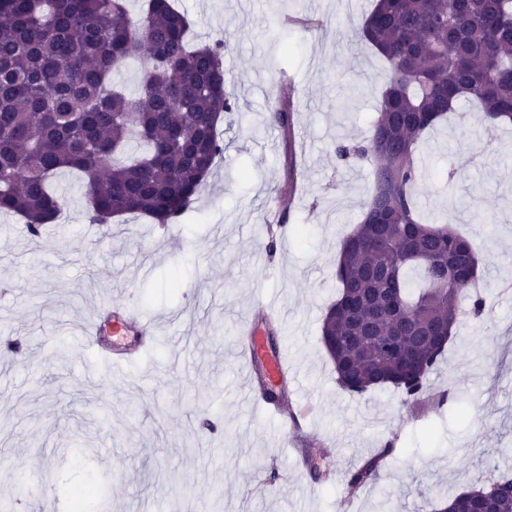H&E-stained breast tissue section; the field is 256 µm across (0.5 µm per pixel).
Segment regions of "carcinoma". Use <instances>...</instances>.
<instances>
[{
    "label": "carcinoma",
    "mask_w": 512,
    "mask_h": 512,
    "mask_svg": "<svg viewBox=\"0 0 512 512\" xmlns=\"http://www.w3.org/2000/svg\"><path fill=\"white\" fill-rule=\"evenodd\" d=\"M189 17L171 0H145L132 19L127 0H0V212L17 213L41 235L63 208L50 182L73 169L86 177L91 221L136 214L174 224L206 184L224 142L220 123L236 110L221 42L189 46ZM360 37L391 77L370 135L336 152L373 165L362 218L343 239L339 294L321 341L344 390L392 387L421 400L461 305L481 317L479 260L451 228L423 224L413 188L417 147L463 98L490 125L512 121V0H376ZM144 58L137 90L112 87L123 62ZM269 122L291 128L286 103ZM373 457L352 472L349 493L372 483ZM512 512V475L439 501L435 512H472L477 500Z\"/></svg>",
    "instance_id": "obj_1"
}]
</instances>
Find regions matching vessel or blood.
<instances>
[{
	"label": "vessel or blood",
	"mask_w": 512,
	"mask_h": 512,
	"mask_svg": "<svg viewBox=\"0 0 512 512\" xmlns=\"http://www.w3.org/2000/svg\"><path fill=\"white\" fill-rule=\"evenodd\" d=\"M256 316L240 327L234 344L240 358L246 363L248 377L245 383L247 396H255L258 383L277 387L288 380L293 368L288 363L286 350L269 352L259 332L260 322L277 323L281 317L275 306L265 300L255 305ZM151 324L137 317L132 309L117 307L112 311V333L116 336L140 334L150 331Z\"/></svg>",
	"instance_id": "1"
}]
</instances>
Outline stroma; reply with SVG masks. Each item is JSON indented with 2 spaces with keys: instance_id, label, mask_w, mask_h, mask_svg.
<instances>
[{
  "instance_id": "stroma-1",
  "label": "stroma",
  "mask_w": 512,
  "mask_h": 512,
  "mask_svg": "<svg viewBox=\"0 0 512 512\" xmlns=\"http://www.w3.org/2000/svg\"><path fill=\"white\" fill-rule=\"evenodd\" d=\"M178 5L196 42L225 40L238 102L220 127L224 157L179 223L128 215L100 229L75 172L56 177L64 208L40 237L0 214V504L71 512L69 490L96 481L110 512H374L384 494L398 512H430L437 493L512 474V123L486 131L458 102L426 134L414 189L425 220L456 211L482 259L486 317L460 319L419 403L391 388L349 394L320 326L373 180L371 164L336 153L367 135L389 79L358 37L372 0ZM285 95L287 133L267 120ZM290 181L282 212L274 191ZM261 298L284 313L300 378L285 434L244 399L231 359ZM117 305L160 336L120 369L83 334ZM173 336L190 345L185 367L169 361ZM387 447L377 480L344 498L347 475Z\"/></svg>"
}]
</instances>
